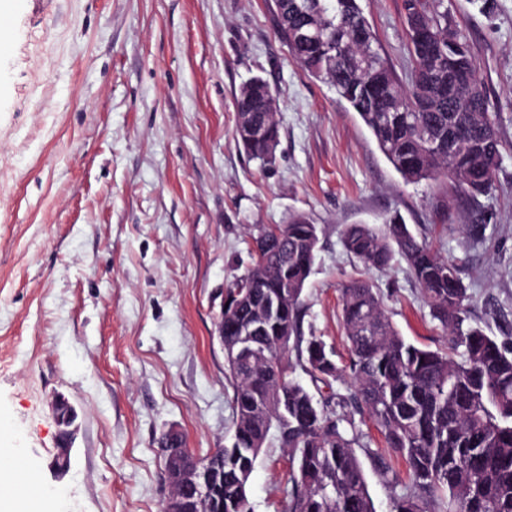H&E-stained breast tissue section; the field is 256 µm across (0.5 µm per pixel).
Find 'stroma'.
<instances>
[{
  "label": "stroma",
  "instance_id": "1",
  "mask_svg": "<svg viewBox=\"0 0 512 512\" xmlns=\"http://www.w3.org/2000/svg\"><path fill=\"white\" fill-rule=\"evenodd\" d=\"M409 85L404 0H359ZM500 115L497 189L481 235L439 181L405 182L357 114L293 59L270 0H26L0 43V423L21 500L44 512H160L161 438L177 431L203 457L230 446L233 391L216 322L226 288L252 262V233L297 213L318 228L303 293L304 336L348 358L341 288L366 280L405 338L449 339L406 263L378 271L345 251L349 224L399 214L459 267L469 321L512 347V0H447ZM263 78L279 100L276 162L235 138V95ZM294 376L330 415L351 419L375 512L408 483L352 402L349 377ZM64 395L80 431L66 475L51 468ZM378 454L399 480L385 483ZM290 461L269 436L250 478L253 512H284Z\"/></svg>",
  "mask_w": 512,
  "mask_h": 512
}]
</instances>
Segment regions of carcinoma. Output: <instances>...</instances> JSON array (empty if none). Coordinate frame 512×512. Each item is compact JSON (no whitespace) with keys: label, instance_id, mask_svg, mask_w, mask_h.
Listing matches in <instances>:
<instances>
[{"label":"carcinoma","instance_id":"obj_1","mask_svg":"<svg viewBox=\"0 0 512 512\" xmlns=\"http://www.w3.org/2000/svg\"><path fill=\"white\" fill-rule=\"evenodd\" d=\"M309 1L321 6L322 30L318 39L302 41L296 33ZM273 6L294 60L356 112L404 181L443 177L454 195L480 211L479 198L491 193L505 146L470 44L448 19L445 0H404L412 74L407 90L381 55L359 0H275ZM419 25L429 29L438 56H429L416 39ZM331 40L334 63L324 57ZM271 98L269 85L256 77L239 91L236 110L256 111ZM461 124L471 131L466 142L450 138ZM266 125L267 135L258 139L236 124L237 142L264 166L274 162L280 137L275 116ZM386 224L382 235L368 224L347 225L344 249L376 270L399 255L450 336V350L407 341L369 283L352 280L342 289L349 361L340 368L332 348L301 332V296L319 243L316 225L294 214L286 224L259 229L251 265L225 295L234 302L250 291L258 307L286 283L288 301L265 323L262 358L248 372L225 360L234 434L224 449V512H252L250 477L274 424L292 463L288 512H375L355 438L293 376L284 340L294 343L298 362L323 386L333 388L348 372L357 402L386 447L404 458L410 484L393 500V512H512V349L464 326L469 294L456 265L419 241L399 217ZM275 230L281 241L270 246ZM239 320L233 311L224 313V347L234 344ZM281 327L288 336L279 335Z\"/></svg>","mask_w":512,"mask_h":512}]
</instances>
